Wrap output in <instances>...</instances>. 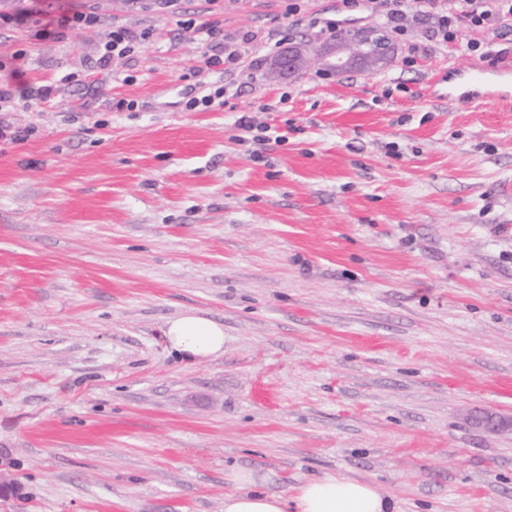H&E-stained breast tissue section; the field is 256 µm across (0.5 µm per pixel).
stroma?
Here are the masks:
<instances>
[{"label":"stroma","mask_w":512,"mask_h":512,"mask_svg":"<svg viewBox=\"0 0 512 512\" xmlns=\"http://www.w3.org/2000/svg\"><path fill=\"white\" fill-rule=\"evenodd\" d=\"M0 12V120L25 134L0 138V512H224L236 469L274 494L336 474L394 512H512V433L465 418L512 415V111L448 99L460 71L512 64V20L440 47L420 9L396 36L341 0ZM73 13L99 21L44 36ZM314 18L387 35L386 60L270 77L269 32L332 45ZM121 28L142 42L100 65ZM208 44L235 60L207 66ZM245 114L267 141L241 142ZM190 310L223 355L170 350ZM164 336L172 350L193 363L224 353V326L200 311H187L168 321ZM468 419L473 426L488 433L512 432L511 416H504L486 409H478L471 411Z\"/></svg>","instance_id":"1"}]
</instances>
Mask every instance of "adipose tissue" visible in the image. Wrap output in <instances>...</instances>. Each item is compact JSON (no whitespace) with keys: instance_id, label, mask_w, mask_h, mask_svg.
I'll list each match as a JSON object with an SVG mask.
<instances>
[{"instance_id":"adipose-tissue-1","label":"adipose tissue","mask_w":512,"mask_h":512,"mask_svg":"<svg viewBox=\"0 0 512 512\" xmlns=\"http://www.w3.org/2000/svg\"><path fill=\"white\" fill-rule=\"evenodd\" d=\"M164 336L185 360L198 363L224 351V327L200 311H187L167 322ZM234 490L224 495V512H392L393 506L373 483L327 475L301 481L294 494H270L256 487L250 473L234 472Z\"/></svg>"}]
</instances>
